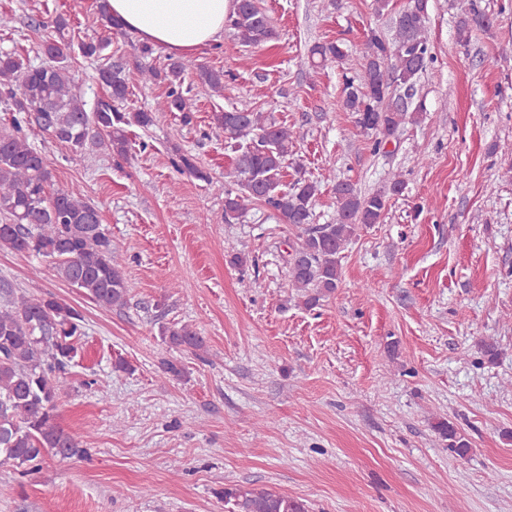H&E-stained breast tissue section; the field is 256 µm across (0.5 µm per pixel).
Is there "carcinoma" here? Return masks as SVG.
<instances>
[{"label":"carcinoma","instance_id":"cac0c4a2","mask_svg":"<svg viewBox=\"0 0 512 512\" xmlns=\"http://www.w3.org/2000/svg\"><path fill=\"white\" fill-rule=\"evenodd\" d=\"M429 0H407L392 17L394 37L368 38L359 79L346 80L343 105L356 115L361 130L374 136L377 152L398 129L418 120L423 104H400L397 88L414 97V85L432 61L427 37ZM48 31L41 43L45 62L33 66L15 53H0V102L11 118L0 126V213L9 220L0 224V251L32 255L48 261L55 276L104 309H122L129 289L123 273V256L112 246V235L97 207L76 189L56 188L51 162L26 137L37 127L74 154L97 149L118 159H128V133L132 127L147 129L155 112L128 108L129 75L104 54L108 39L83 42L80 54L102 61L100 80L107 97L93 110L86 101L71 65L72 43L65 39L68 21L58 15L40 23ZM234 39L246 48L276 38L270 16L257 0H236L225 21ZM475 28H490L474 0H458L456 37L466 44ZM345 57L337 42L316 43L309 49L313 70H324ZM196 72L212 92L224 93V71L208 68L193 59L172 61L160 70H139L144 84H163L166 91L156 112H178L188 126L196 105L183 90L186 72ZM212 124L233 141L235 153L229 188L224 192V222L239 219L248 203L276 212L297 231V243L286 257L291 287L307 307L333 293L341 280L340 258L361 226L379 224L392 195L404 188L398 172L389 186L363 194L357 186L336 183V218L328 224L312 223L318 184L298 178L282 188L283 168L294 146V132L266 113L232 109L215 112ZM177 169L213 184L210 175L193 158L181 154ZM0 303V468L24 477L38 471L49 456L62 460L88 454L77 437L58 423V403L67 387L68 366L82 336L84 317L74 306L47 293L40 297L15 294L7 289ZM169 344L192 354L205 348L204 338L187 324L161 329ZM434 429L448 440L459 456L470 451V442L446 420ZM228 512H308L306 503L266 488L232 485L222 491Z\"/></svg>","mask_w":512,"mask_h":512}]
</instances>
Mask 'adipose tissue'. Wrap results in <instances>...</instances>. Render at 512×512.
<instances>
[{
    "mask_svg": "<svg viewBox=\"0 0 512 512\" xmlns=\"http://www.w3.org/2000/svg\"><path fill=\"white\" fill-rule=\"evenodd\" d=\"M233 9L234 0H107L120 29L177 57L216 42Z\"/></svg>",
    "mask_w": 512,
    "mask_h": 512,
    "instance_id": "obj_1",
    "label": "adipose tissue"
}]
</instances>
